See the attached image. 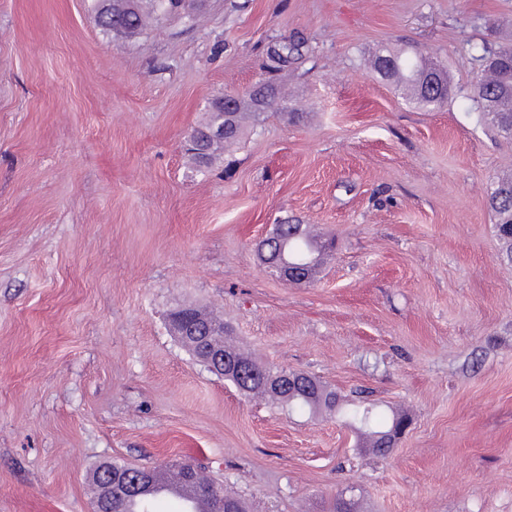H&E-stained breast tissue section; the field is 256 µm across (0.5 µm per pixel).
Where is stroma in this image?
Wrapping results in <instances>:
<instances>
[{"label": "stroma", "instance_id": "35a3bbf8", "mask_svg": "<svg viewBox=\"0 0 512 512\" xmlns=\"http://www.w3.org/2000/svg\"><path fill=\"white\" fill-rule=\"evenodd\" d=\"M96 0H0V512H93L100 461L188 460L250 512H512V264L487 198L512 139L477 123L471 46L512 0H206L132 39ZM301 59L274 67L280 40ZM422 53L426 111L371 69ZM272 79L285 109L212 171L185 152L209 102ZM304 113L302 122L290 113ZM277 224L335 236L287 285ZM193 302L257 363L403 412L390 455L335 416L241 395L171 336ZM259 259L266 268L275 272L281 280L290 284H301L306 282L309 274L310 279H312L324 263V260L319 262L317 261L307 270V266L311 265L313 262V258H310L306 265L302 266L304 268H293L288 264V259L285 257L279 258L270 254L268 249V239L262 240L260 243Z\"/></svg>", "mask_w": 512, "mask_h": 512}]
</instances>
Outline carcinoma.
<instances>
[{"mask_svg": "<svg viewBox=\"0 0 512 512\" xmlns=\"http://www.w3.org/2000/svg\"><path fill=\"white\" fill-rule=\"evenodd\" d=\"M160 17L157 0H111L107 17L99 18L98 25L106 33H114L125 36H135L152 17ZM473 58L480 62V70L476 73L474 82V94L479 103L477 121L487 122L492 125L499 134L506 138H512V44L497 49H490L485 45L471 47ZM302 56V45L295 42H283L278 44L270 54L271 60L285 66L289 62ZM394 61L393 69L385 74L387 80L404 94L413 98L419 105L430 108L439 107L455 95L453 84L445 69L429 66L421 56L407 57L398 53H391ZM437 77L438 89L434 90V97L429 98L424 90L430 77ZM275 105H280V97L263 107L256 104L254 98L240 101V106L231 113V131L224 136V142L216 144H202L200 151H188L190 163L199 171L209 168L218 158V152L224 149V145L234 143L241 133L242 116L249 113L255 121H260L261 116ZM489 207L496 218L495 232L500 246V254L503 259L512 262V176H505L493 182L489 199ZM322 238L313 234L306 228L300 229L298 237L288 241V255L297 256L311 251L320 252ZM207 321L210 324L209 335L194 337L186 335L195 320ZM167 326L170 333L178 337V341L188 350L193 357L202 354L203 349L208 348L215 353L227 355L235 364L242 368L245 377L253 375L261 376L270 371L268 367H262L244 356L227 342L230 330L224 326V322L194 304H184L172 309L167 315ZM312 385L316 386L321 396L316 399H307L301 395L288 397L282 396L275 404L288 409L290 412L315 414L325 411L330 414L342 413L345 422L358 432L369 437L368 447L382 448L387 443L386 436L397 431L406 415L395 413L390 421L386 422L377 416L372 405H353L345 409L340 407L337 395L316 377H310ZM129 465L112 462V472L95 468L92 474V482L95 487V504L110 512H131L129 504H138L136 512H156L157 499L152 496V488H146L140 495L133 496L126 493L112 491V496L105 497L100 493V485L109 480V476H120ZM181 483L199 501L212 504L210 512L218 510V504L227 501L237 505L240 512H247L246 503L239 497L224 491L221 486H213L212 492L201 495L196 485L181 480Z\"/></svg>", "mask_w": 512, "mask_h": 512, "instance_id": "carcinoma-1", "label": "carcinoma"}]
</instances>
